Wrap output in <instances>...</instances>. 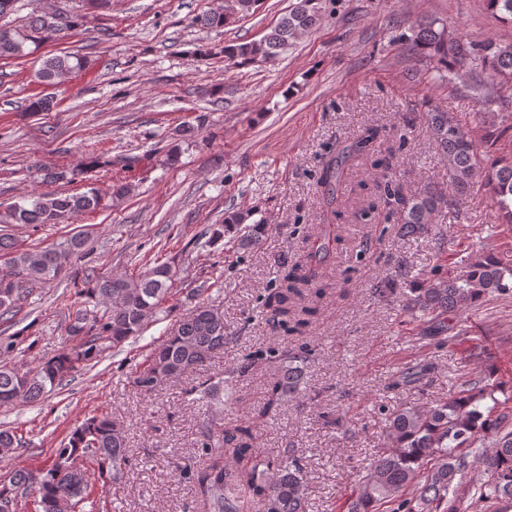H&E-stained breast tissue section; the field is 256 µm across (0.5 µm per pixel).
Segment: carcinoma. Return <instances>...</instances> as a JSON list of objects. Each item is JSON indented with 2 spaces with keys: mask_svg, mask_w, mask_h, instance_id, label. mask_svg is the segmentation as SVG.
<instances>
[{
  "mask_svg": "<svg viewBox=\"0 0 512 512\" xmlns=\"http://www.w3.org/2000/svg\"><path fill=\"white\" fill-rule=\"evenodd\" d=\"M255 2L231 0L224 12L199 15L195 22L207 28L227 26L237 15L248 13ZM320 18V0H293L288 14L270 33L258 41L225 45L224 57L273 62L301 33L317 26ZM78 26L77 16L57 10L33 17L27 34L1 25L0 60L24 56L25 43L36 41L40 34L66 36ZM411 43L416 51L450 70L479 66L512 84V44L489 41L476 46L433 22L414 29ZM82 67L78 56L55 55L43 62L39 77L51 85ZM427 119L435 148L448 169V193L427 189L406 195L395 184L385 188L383 204L395 205L403 237L423 230L435 213L464 204L482 164L478 144L452 113L434 109ZM373 139L369 134L342 145L325 162L320 186L326 201L334 202L346 164L366 151ZM485 185L494 205L512 224V161L494 163ZM99 205L93 191L79 195L41 192L0 211V224H67ZM334 243L324 225L315 251L292 265L282 262L279 287L264 303L269 324L286 333L304 332L317 315L318 301L330 288L322 266L333 253ZM85 246L86 239L76 233L41 250H15L11 238L0 234V252H11L0 268V280L10 277L15 281L11 295H0V321H10L19 302L28 297V286L47 284L68 273L74 262L86 256ZM510 279L512 268L487 255L461 274L400 294L398 302L422 326L420 339L453 348L467 336L463 329L453 331L448 314L511 290ZM74 284L81 285L77 294L91 300L94 309L82 304L73 307L61 349L35 368L22 372L0 365V405L40 399L75 372L97 364L107 350L139 335L149 317L167 311L174 274L167 262L148 264L135 276L104 273L91 265L74 275ZM206 291L203 285L190 289L195 305L135 372L133 383L138 390L153 393L166 382L203 370L224 349L228 340L224 313L201 301ZM308 357L302 344L286 351L288 365L269 385L255 420L276 415L282 402L298 393ZM429 374V364L418 362L400 372L386 389L422 387ZM237 399L236 388L222 379L203 385L192 399L206 403L210 410L200 440V464L192 473L204 512H307V484L296 450H260L252 425L224 421V404ZM487 400L491 404H485ZM383 441L384 446L360 471L345 512H383L390 505L415 512L416 505L405 498L412 486L417 487V505L434 512H492L499 502L512 500V423L492 388L473 382L430 406L403 404L391 415ZM23 444L16 433L0 430V462ZM228 453L244 465H228L224 462ZM127 462V440L120 424L108 411L93 415L71 431L67 442L53 449L47 467L0 475V512H18L19 504L30 496L35 498V512H87L95 506L87 477L90 467H97L99 477L116 483L123 478ZM475 465L487 474L477 488L467 483L468 471Z\"/></svg>",
  "mask_w": 512,
  "mask_h": 512,
  "instance_id": "1",
  "label": "carcinoma"
}]
</instances>
